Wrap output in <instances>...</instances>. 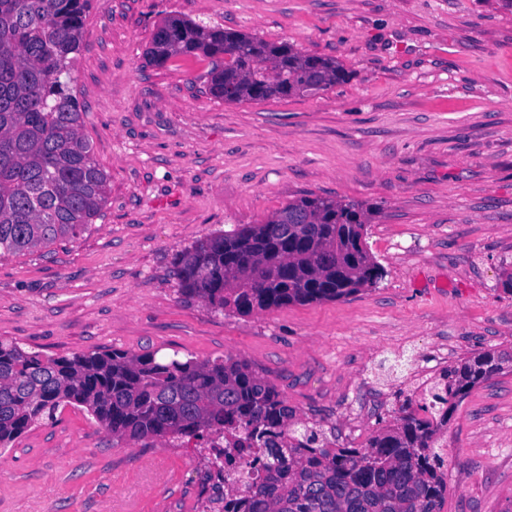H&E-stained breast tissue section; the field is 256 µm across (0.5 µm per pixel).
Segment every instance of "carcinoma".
<instances>
[{"label": "carcinoma", "mask_w": 512, "mask_h": 512, "mask_svg": "<svg viewBox=\"0 0 512 512\" xmlns=\"http://www.w3.org/2000/svg\"><path fill=\"white\" fill-rule=\"evenodd\" d=\"M92 0H0V256L81 235L101 217L108 175L81 132L71 63ZM146 56L209 61L204 92L224 102L315 95L346 80L333 58L184 18L157 24ZM377 208L305 195L258 224H235L177 254L180 294L249 314L367 291L384 269L366 225ZM512 361L487 350L443 370L426 389L442 421L477 383ZM84 407L118 442L196 441L224 478L233 459L214 437L242 430L268 475L245 487L246 512H442L448 449L412 402L361 449L328 448L244 360H159L120 351L45 356L0 339V449ZM288 430V447L274 430Z\"/></svg>", "instance_id": "cac0c4a2"}]
</instances>
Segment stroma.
<instances>
[{"mask_svg": "<svg viewBox=\"0 0 512 512\" xmlns=\"http://www.w3.org/2000/svg\"><path fill=\"white\" fill-rule=\"evenodd\" d=\"M176 15L336 58L315 96L227 103L205 64L150 65ZM72 73L109 176L75 240L0 257V338L48 356L115 350L248 361L337 446L366 443L443 369L512 350V7L504 0H95ZM314 194L379 207L376 288L247 315L179 294L174 258ZM437 440L443 512H512V366ZM194 446L114 444L84 408L0 456V512H201Z\"/></svg>", "mask_w": 512, "mask_h": 512, "instance_id": "stroma-1", "label": "stroma"}]
</instances>
